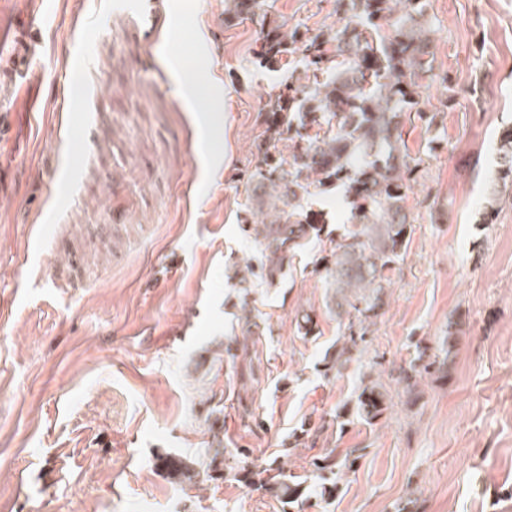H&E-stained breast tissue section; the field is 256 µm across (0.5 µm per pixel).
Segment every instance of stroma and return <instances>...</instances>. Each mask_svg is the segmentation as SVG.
<instances>
[{
    "mask_svg": "<svg viewBox=\"0 0 512 512\" xmlns=\"http://www.w3.org/2000/svg\"><path fill=\"white\" fill-rule=\"evenodd\" d=\"M111 0H0V57L33 34L24 94L0 79V512H282L269 493L207 474V448L311 475L326 450L356 451L341 492L309 512H512V198L484 221L512 123V0H427L434 70L405 127L422 163L414 232L360 360L327 371L336 343L313 258L350 210L341 188L306 200L326 226L276 286L232 277L255 262L244 174L261 104L294 66L265 68L259 26L225 23V0H156L152 33ZM271 25H336L334 0H269ZM204 69L197 142L163 58ZM89 71L92 111L68 108ZM313 308L318 329L301 336ZM462 332L447 374L409 401L397 378L419 348ZM236 340L235 356L224 347ZM392 398L376 425L332 418L367 381ZM186 458L189 476L163 468Z\"/></svg>",
    "mask_w": 512,
    "mask_h": 512,
    "instance_id": "1",
    "label": "stroma"
}]
</instances>
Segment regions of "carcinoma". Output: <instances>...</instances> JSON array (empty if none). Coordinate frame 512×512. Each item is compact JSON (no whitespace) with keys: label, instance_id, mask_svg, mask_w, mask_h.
I'll return each instance as SVG.
<instances>
[{"label":"carcinoma","instance_id":"obj_1","mask_svg":"<svg viewBox=\"0 0 512 512\" xmlns=\"http://www.w3.org/2000/svg\"><path fill=\"white\" fill-rule=\"evenodd\" d=\"M230 2L224 21L257 15L265 23L268 0ZM335 4L336 14L351 17L335 30L313 35L279 26L261 30L263 64L275 69L283 57L297 54L305 78L283 84L261 108L266 137L247 182L263 191L259 203L268 204L265 216L249 229L262 261L256 269L249 264L235 268L234 277L245 282L255 276L270 286L281 280L298 253L324 230L302 201L332 183L343 186L351 223L334 248L314 260V272L333 289L340 329L325 362L340 373L362 354L414 231L406 202L420 161L410 155L404 126L419 104L434 53L424 0ZM271 139L287 141L288 153L265 146ZM498 165L502 187H512L511 125L502 132ZM457 333V324L448 325L443 355L401 368L406 393L416 389L421 371L448 372ZM390 406L385 387L371 381L360 388L352 408L336 411V418L350 414L372 426ZM228 454L244 451L205 449L209 470L259 485L290 512H304L312 497L329 505L340 475L354 464L349 456L329 450L313 460L315 481L309 488L307 479L287 471L277 458L249 472L227 464Z\"/></svg>","mask_w":512,"mask_h":512}]
</instances>
